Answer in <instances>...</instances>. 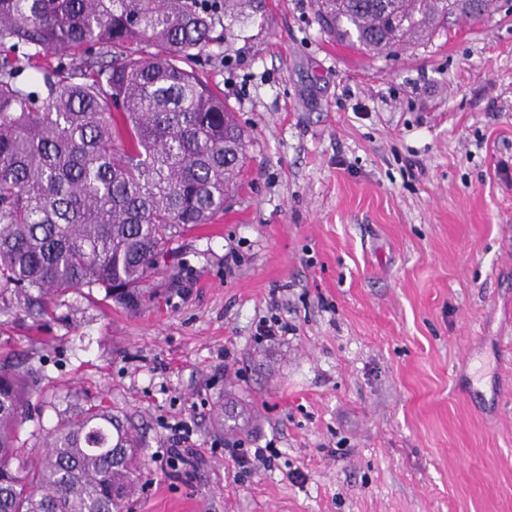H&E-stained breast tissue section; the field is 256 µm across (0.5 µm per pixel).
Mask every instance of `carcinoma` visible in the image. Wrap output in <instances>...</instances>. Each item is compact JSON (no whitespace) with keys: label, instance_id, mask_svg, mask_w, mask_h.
I'll return each mask as SVG.
<instances>
[{"label":"carcinoma","instance_id":"cac0c4a2","mask_svg":"<svg viewBox=\"0 0 512 512\" xmlns=\"http://www.w3.org/2000/svg\"><path fill=\"white\" fill-rule=\"evenodd\" d=\"M490 0H316L329 37L382 56ZM226 37L218 0H0V316L72 292L126 307L167 245L238 187L246 134L196 61ZM43 62L28 83L20 71ZM39 369L0 361V512H125L144 453L91 406L19 443Z\"/></svg>","mask_w":512,"mask_h":512}]
</instances>
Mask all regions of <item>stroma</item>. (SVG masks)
<instances>
[{
  "mask_svg": "<svg viewBox=\"0 0 512 512\" xmlns=\"http://www.w3.org/2000/svg\"><path fill=\"white\" fill-rule=\"evenodd\" d=\"M201 59L250 142L242 187L126 309L102 290L0 317L40 358L20 433L127 416L129 512H512V0L371 57L314 0H247ZM293 333L257 340L260 322ZM184 422L205 461L159 454ZM273 443L242 473L226 439Z\"/></svg>",
  "mask_w": 512,
  "mask_h": 512,
  "instance_id": "35a3bbf8",
  "label": "stroma"
}]
</instances>
